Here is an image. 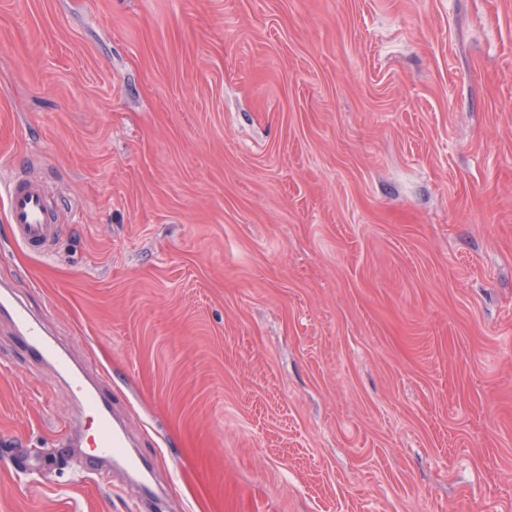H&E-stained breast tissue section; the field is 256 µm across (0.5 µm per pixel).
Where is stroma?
Returning <instances> with one entry per match:
<instances>
[{
	"label": "stroma",
	"mask_w": 512,
	"mask_h": 512,
	"mask_svg": "<svg viewBox=\"0 0 512 512\" xmlns=\"http://www.w3.org/2000/svg\"><path fill=\"white\" fill-rule=\"evenodd\" d=\"M16 171L162 512H512V0H0ZM78 414L0 318V512H150Z\"/></svg>",
	"instance_id": "stroma-1"
}]
</instances>
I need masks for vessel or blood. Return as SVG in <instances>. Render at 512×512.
<instances>
[{
  "label": "vessel or blood",
  "instance_id": "b4317fda",
  "mask_svg": "<svg viewBox=\"0 0 512 512\" xmlns=\"http://www.w3.org/2000/svg\"><path fill=\"white\" fill-rule=\"evenodd\" d=\"M5 190L14 238L34 254L49 256L61 233V226L45 182L36 177L13 174L7 179ZM0 312L12 318L27 351L50 359L59 371H69L68 357L49 343L41 321L25 306L14 302L10 292L1 286ZM69 387L96 426L93 439L96 460L121 458L127 469H137V461L124 452L125 435L114 425L111 403L90 389L82 377H71Z\"/></svg>",
  "mask_w": 512,
  "mask_h": 512
}]
</instances>
